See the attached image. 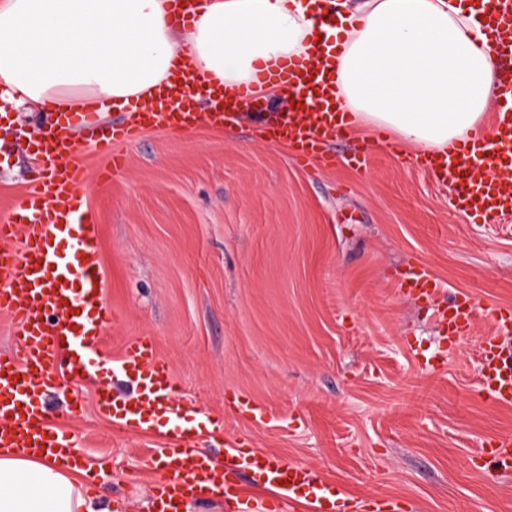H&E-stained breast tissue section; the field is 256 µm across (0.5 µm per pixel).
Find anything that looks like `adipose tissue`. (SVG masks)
<instances>
[{
	"mask_svg": "<svg viewBox=\"0 0 512 512\" xmlns=\"http://www.w3.org/2000/svg\"><path fill=\"white\" fill-rule=\"evenodd\" d=\"M320 0H198L174 23L171 0H0V101L108 112L158 94L175 63L234 87L305 59ZM341 111L355 124L442 152L479 137L495 60L474 0H338ZM83 470L0 452V512H103Z\"/></svg>",
	"mask_w": 512,
	"mask_h": 512,
	"instance_id": "obj_1",
	"label": "adipose tissue"
}]
</instances>
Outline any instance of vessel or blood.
<instances>
[{
    "instance_id": "obj_1",
    "label": "vessel or blood",
    "mask_w": 512,
    "mask_h": 512,
    "mask_svg": "<svg viewBox=\"0 0 512 512\" xmlns=\"http://www.w3.org/2000/svg\"><path fill=\"white\" fill-rule=\"evenodd\" d=\"M483 15L487 46L499 59L512 60V0H476ZM164 96L142 101L126 121L114 124L110 135L96 143L103 155L115 145L138 140L155 129H191L199 120L215 128L238 117L240 105L262 106L259 85H242L227 92L208 89L213 110L199 117L191 108L168 107L169 97L194 87L195 72L177 66ZM270 78L293 97L294 108L277 113L273 140L288 144L304 165L325 168L335 163L326 146L347 132L350 117L336 109L333 55L319 43L308 60L279 66ZM499 103L485 137L469 139L441 157L416 153L419 169L452 187L462 213L489 223L512 215V80L498 86ZM34 138L31 156L40 170L14 210L0 214V312L15 324V347L0 353V451L43 454L79 462L72 433L49 425L41 409L43 396L59 388V355L68 353V369L98 375L104 355L103 329L112 318L104 297L99 226L81 187L85 170L81 148L68 114L45 112ZM406 286L410 294L428 297L438 282L417 270ZM473 305L461 294L443 313L449 345H457L472 330ZM481 390L499 403L512 402V358L503 355L494 336L481 346ZM112 373L131 376L139 394L117 402L99 391L96 406L118 429L135 425L168 440L162 449L155 482V512H183L186 502L224 498L250 506L241 493L239 476L248 472L255 487L273 491L266 512H295L312 504L314 512H403L399 502L358 503L329 480L315 478L305 464L269 455L242 444L228 446L224 463L193 448L199 433L215 422L196 409L181 407L168 363L151 337L129 342ZM482 467L512 468V436L489 441L479 452Z\"/></svg>"
}]
</instances>
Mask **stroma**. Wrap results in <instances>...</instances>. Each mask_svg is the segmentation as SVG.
<instances>
[{
    "label": "stroma",
    "mask_w": 512,
    "mask_h": 512,
    "mask_svg": "<svg viewBox=\"0 0 512 512\" xmlns=\"http://www.w3.org/2000/svg\"><path fill=\"white\" fill-rule=\"evenodd\" d=\"M39 106L0 126V212L34 169L25 135ZM271 112L238 125L147 131L118 147L120 165L85 151V190L100 225L108 359L153 337L179 401L222 423L197 448L223 462L226 441L307 464L355 500L399 498L411 512H512V472L476 468L491 437L512 433V406L480 392L490 306L512 305V218L483 224L447 185L380 146L353 164L363 127L330 145L329 168L299 164L264 138ZM422 265L443 295L416 299L399 283ZM478 313L449 346L437 317L459 293ZM71 379L47 398L50 424L83 458L114 459L92 489L119 512H151L149 460L164 440L117 431L95 405L100 385ZM238 399L261 406L252 423Z\"/></svg>",
    "instance_id": "obj_1"
}]
</instances>
